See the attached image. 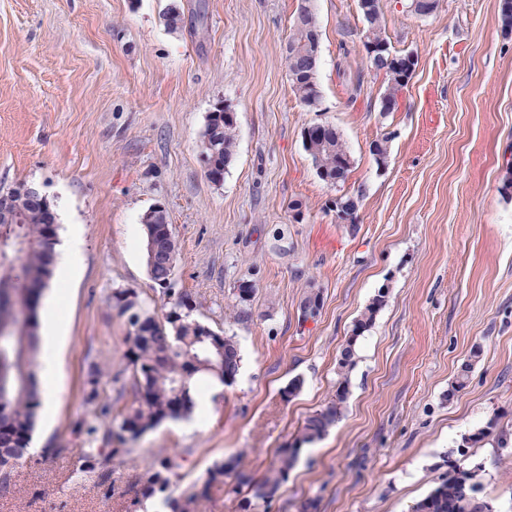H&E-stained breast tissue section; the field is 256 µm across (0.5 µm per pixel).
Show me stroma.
<instances>
[{
    "mask_svg": "<svg viewBox=\"0 0 512 512\" xmlns=\"http://www.w3.org/2000/svg\"><path fill=\"white\" fill-rule=\"evenodd\" d=\"M393 51L416 72L394 112L362 49L358 0H312L321 27V101L304 106L283 55L297 0H0V190L25 182L82 226L79 272L60 301V384L51 423L10 472L0 512H131L145 472L177 459L176 498L232 460L260 476L278 448L336 394L355 320L386 303L356 343L336 426L303 446L272 501L226 477L200 512H410L456 461L478 468L480 500L512 512V452L465 437L497 421L512 434V34L499 0H440L431 16L382 0ZM182 14L179 30L163 20ZM361 84L351 98L352 84ZM236 116V155L212 183L200 136L215 106ZM335 126L353 159L345 184L323 181L305 151L310 125ZM389 140L385 165L370 144ZM359 199L356 228L336 196ZM165 206L177 244L174 288L191 318L235 337L240 370L210 395L204 422L167 420L82 481L77 421L90 362L113 414L135 403L125 336L111 306L135 292L164 314L134 227ZM255 284L232 315L240 281ZM319 290L322 308L301 321ZM467 371L463 388L454 383ZM295 396L283 390L294 378Z\"/></svg>",
    "mask_w": 512,
    "mask_h": 512,
    "instance_id": "35a3bbf8",
    "label": "stroma"
}]
</instances>
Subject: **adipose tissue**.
Instances as JSON below:
<instances>
[{
	"label": "adipose tissue",
	"mask_w": 512,
	"mask_h": 512,
	"mask_svg": "<svg viewBox=\"0 0 512 512\" xmlns=\"http://www.w3.org/2000/svg\"><path fill=\"white\" fill-rule=\"evenodd\" d=\"M80 241L72 239L69 246L56 258L57 278L46 298L44 332L39 338L38 390L44 400L43 417L52 419L55 414V385L59 373L56 341L65 330L68 320L59 311L61 295L80 264Z\"/></svg>",
	"instance_id": "obj_1"
}]
</instances>
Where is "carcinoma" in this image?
<instances>
[{"mask_svg": "<svg viewBox=\"0 0 512 512\" xmlns=\"http://www.w3.org/2000/svg\"><path fill=\"white\" fill-rule=\"evenodd\" d=\"M369 9L363 13L367 23L366 40L387 42L383 27L381 0H368ZM321 30L317 15L309 11L305 26H292L288 51L293 63L286 65L292 89L299 100L309 108L320 101L317 83L318 69L299 74L296 64L313 59L320 62ZM379 71L385 70L387 88L381 97L382 112H389L388 103L399 98L400 92L412 79L418 61L405 54L392 53V58L370 61ZM317 173L326 182L343 184L352 168L350 153L341 134L333 125H327L317 138L304 141ZM201 154L214 171L224 173L236 152V123L224 119V107L209 113L200 138ZM58 227L42 223L40 211L28 209L22 224H0V485L7 484L9 469L29 447L34 430L40 395L35 384L33 367L38 348V311L42 291L52 277L54 255L44 247V239L57 233ZM160 299L168 306L163 319H158L143 308L135 293L127 290L112 294L113 308L121 316L129 315L133 331L125 338L128 364L138 385V406L132 408L118 425L112 424V402L102 395L104 367L90 365L84 387V402L93 407L98 421H81L74 433L94 448L85 449L86 480L96 476V463L101 458H113L128 452L127 445L168 419H178L192 413L191 388L196 376L216 379L225 384L237 376L240 355L232 336L224 337V353H218L211 339L219 333L190 318L189 296L158 284ZM386 294L378 293L355 320L352 334L342 350L338 364L340 382L336 395L321 410L309 416L295 439V447L278 449L275 462L254 479L224 461L215 462L207 472L200 489L193 488L178 498L166 499L171 512H198V504L209 497L215 486L224 485V477L235 473L237 484L251 488L253 496L271 500L293 470L300 446L323 438L342 416L347 399L348 373L354 364V346L373 323L385 304ZM494 424L465 438V444L475 445L494 441L501 448L507 445L505 431L493 432ZM176 464L165 459L146 471L142 477L140 495L135 497V512H147L146 500L165 492L174 476ZM478 470L450 466L448 475L431 492L417 502L412 512H494L488 502H479L467 496L469 486H478Z\"/></svg>", "mask_w": 512, "mask_h": 512, "instance_id": "cac0c4a2", "label": "carcinoma"}]
</instances>
